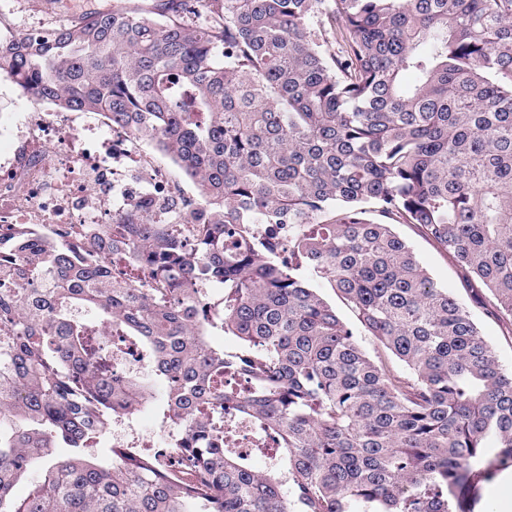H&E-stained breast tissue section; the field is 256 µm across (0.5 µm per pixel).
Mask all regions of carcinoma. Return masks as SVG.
Segmentation results:
<instances>
[{
  "mask_svg": "<svg viewBox=\"0 0 512 512\" xmlns=\"http://www.w3.org/2000/svg\"><path fill=\"white\" fill-rule=\"evenodd\" d=\"M1 76L150 142L207 222L174 234L170 199L79 243L0 237V512H474L512 467V370L395 229L512 325V0H116L0 44ZM139 401L172 442L86 452Z\"/></svg>",
  "mask_w": 512,
  "mask_h": 512,
  "instance_id": "1",
  "label": "carcinoma"
}]
</instances>
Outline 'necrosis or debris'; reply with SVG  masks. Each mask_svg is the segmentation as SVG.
Wrapping results in <instances>:
<instances>
[{
	"instance_id": "1",
	"label": "necrosis or debris",
	"mask_w": 512,
	"mask_h": 512,
	"mask_svg": "<svg viewBox=\"0 0 512 512\" xmlns=\"http://www.w3.org/2000/svg\"><path fill=\"white\" fill-rule=\"evenodd\" d=\"M108 124L107 113L44 101L24 123L0 125L11 147L0 165V226L71 238L111 223L116 200L133 204L178 191L165 165Z\"/></svg>"
}]
</instances>
